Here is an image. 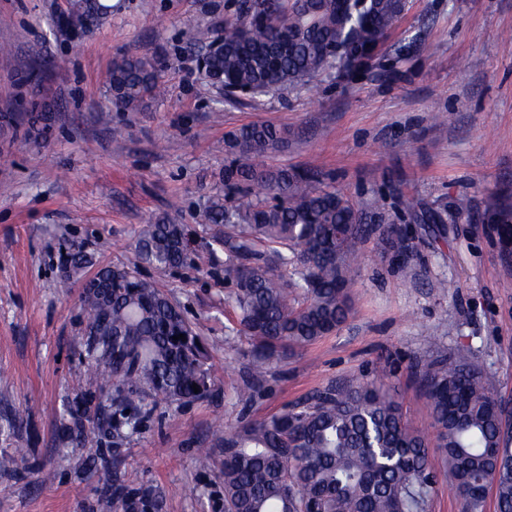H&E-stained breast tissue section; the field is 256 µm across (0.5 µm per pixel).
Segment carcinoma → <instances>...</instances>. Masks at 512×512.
<instances>
[{"instance_id":"carcinoma-1","label":"carcinoma","mask_w":512,"mask_h":512,"mask_svg":"<svg viewBox=\"0 0 512 512\" xmlns=\"http://www.w3.org/2000/svg\"><path fill=\"white\" fill-rule=\"evenodd\" d=\"M240 0L239 17L212 32L185 31L191 45L211 53L205 80L257 96L334 70L346 75L370 60L401 18L403 0ZM101 0H71L66 25L87 31L104 19ZM115 105L141 106L163 93L154 58H121L106 74ZM288 130L245 126L224 140L234 159L224 186L246 183L253 198L226 205L210 199L207 220L224 226V280L234 287L239 332L251 343L258 369L284 351L302 349L332 333L351 312L358 245L375 236L401 271L418 257L397 222L425 224L446 238L447 224L467 204L447 211L421 200L400 201L402 216L356 203L319 174L270 169L260 158ZM184 224H151L134 259L97 272L83 294L90 380L112 389V408L90 413L96 395L78 392L68 414L78 432L140 429L151 401L189 403L209 397L210 355L184 312L157 282L142 276L147 263L167 271L191 260ZM183 334L185 338L175 339ZM410 367L430 403L436 431L430 442L403 418L395 396L376 377L330 384L280 413L241 420L224 429L221 471L225 512H428L437 472L436 448L465 512H482L487 488L496 512H512V469L498 465L503 448L501 410L468 352L438 354ZM199 392H194V389ZM123 512H160L150 486L125 488Z\"/></svg>"}]
</instances>
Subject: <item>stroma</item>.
<instances>
[{"instance_id": "1", "label": "stroma", "mask_w": 512, "mask_h": 512, "mask_svg": "<svg viewBox=\"0 0 512 512\" xmlns=\"http://www.w3.org/2000/svg\"><path fill=\"white\" fill-rule=\"evenodd\" d=\"M239 0H112L110 16L62 34L67 0H0V112L38 101L51 136L0 148V512H99L114 484H147L162 512H224L223 427L259 419L328 384L381 369L411 426L433 435L412 361L470 351L491 392L512 402V268L501 259L495 210L512 212V0H407L369 65L230 101L202 79L182 32L221 29ZM153 56L165 94L135 112L112 102L104 75L115 60ZM39 69L33 93L20 73ZM443 113L436 121L435 113ZM287 128L262 162L318 172L352 201L400 205L392 187L441 208H468L446 239L407 231L421 257L400 272L377 239L360 249L352 311L336 331L274 357L254 378L224 279L222 227L208 223L223 190L230 131ZM122 135H113V128ZM186 225L194 258L171 272L142 265L181 306L210 351L214 386L191 403L157 401L141 431H67L63 407L89 365L80 298L101 267L128 262L148 225ZM88 262L76 270L71 259ZM250 388V399L239 391ZM16 421L12 434L3 426ZM211 454L200 469L202 451Z\"/></svg>"}]
</instances>
